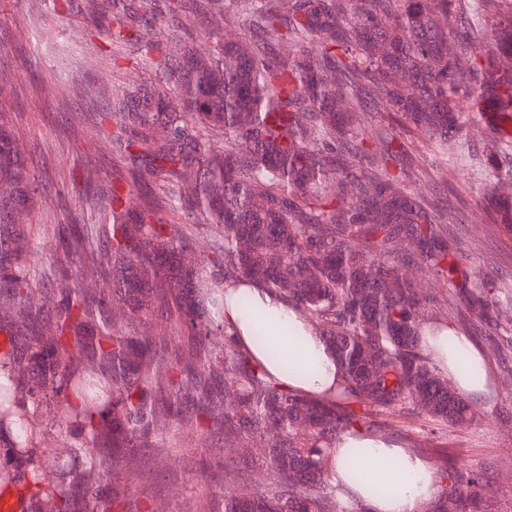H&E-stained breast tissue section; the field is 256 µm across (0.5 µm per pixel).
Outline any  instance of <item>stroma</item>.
Returning a JSON list of instances; mask_svg holds the SVG:
<instances>
[{
  "instance_id": "35a3bbf8",
  "label": "stroma",
  "mask_w": 512,
  "mask_h": 512,
  "mask_svg": "<svg viewBox=\"0 0 512 512\" xmlns=\"http://www.w3.org/2000/svg\"><path fill=\"white\" fill-rule=\"evenodd\" d=\"M130 76L147 85L159 81L148 65ZM130 76L114 67L111 43L89 24L87 0H0V102L12 109L40 190L32 212L35 263H43L52 247L50 225L96 223L91 202L77 196L71 178L88 170L104 188L118 177L106 115L113 83ZM401 140L416 174L410 189L434 185L437 201L457 218L455 230L472 263L497 286L512 289V237L483 212L476 172L438 162L434 142L417 132H402ZM440 318L459 326L484 359L486 390L469 402L478 421L435 432L421 417L402 413L393 419L392 440L436 470L459 463L482 471L489 512H512V350L495 354L487 337L462 325L457 312L442 310ZM159 443L168 452L164 467L131 459L117 469L132 492L153 501L159 512H193L212 490L236 489L244 476L256 487L265 482L262 443L244 451L237 441L205 439L189 427L169 430Z\"/></svg>"
}]
</instances>
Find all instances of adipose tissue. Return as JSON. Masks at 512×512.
<instances>
[{"label": "adipose tissue", "mask_w": 512, "mask_h": 512, "mask_svg": "<svg viewBox=\"0 0 512 512\" xmlns=\"http://www.w3.org/2000/svg\"><path fill=\"white\" fill-rule=\"evenodd\" d=\"M242 294L249 295L253 300L254 319H245L239 311L237 298ZM259 321L268 326L267 347H275L286 356L297 350L305 354L308 360L305 376L282 373L278 365L268 358L267 348L254 344L253 330ZM224 322L233 333L237 345L249 351L253 359L276 377L285 389L321 401L332 398L341 386V372L332 351L320 342L304 317L262 284L254 281L225 284ZM452 341L466 350L475 367H482L479 351L452 324L440 325L423 338L438 367L450 374L459 391L472 398L481 396L485 391L484 380L460 374L449 358L448 344ZM350 448L363 449L366 463L361 484L351 486L350 494L365 498L372 512H420L422 506L434 499L438 475L421 457L397 444L361 431L337 444V471L347 468L349 458L346 451ZM378 478L394 485L395 493L383 498L369 496L365 485Z\"/></svg>", "instance_id": "obj_1"}]
</instances>
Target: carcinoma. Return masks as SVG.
I'll return each instance as SVG.
<instances>
[{"mask_svg": "<svg viewBox=\"0 0 512 512\" xmlns=\"http://www.w3.org/2000/svg\"><path fill=\"white\" fill-rule=\"evenodd\" d=\"M97 31L163 84L112 89V155L123 173L102 224H55L48 296L29 247L39 192L0 108V497L22 512H150L112 486L121 456L155 463L156 438L197 426L261 441L267 483L213 492L208 512H360L339 496L340 437L375 433L417 413L466 428L474 413L420 344L437 298L408 265L454 289L488 336L504 326L512 291L469 265L448 212L404 184L407 152L380 112L467 163L468 113L487 120L486 180L512 179V0H92ZM501 34L484 38L488 24ZM454 149L448 150V141ZM168 198L179 221L159 212ZM482 207L512 234V197L491 188ZM217 233L208 261L196 233ZM408 240L406 252L401 242ZM258 281L316 327L343 374L317 402L281 386L238 348L221 318L224 283ZM119 297L130 321L113 312ZM166 314L170 336H140L132 320ZM180 343L176 352L168 342ZM268 357L284 372L306 366ZM458 370L478 375L450 343ZM65 426L41 447L46 407ZM433 512H475L484 475L452 469Z\"/></svg>", "mask_w": 512, "mask_h": 512, "instance_id": "obj_1", "label": "carcinoma"}]
</instances>
